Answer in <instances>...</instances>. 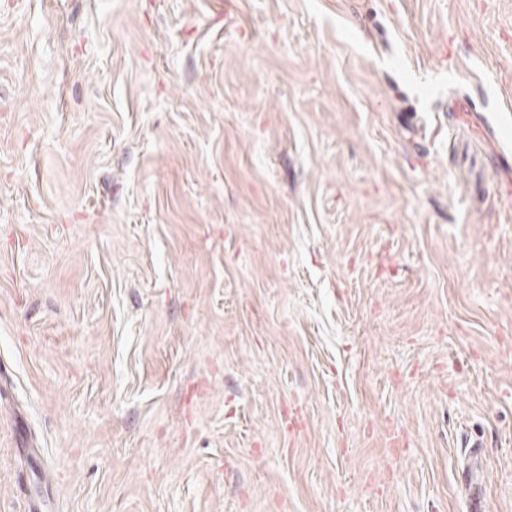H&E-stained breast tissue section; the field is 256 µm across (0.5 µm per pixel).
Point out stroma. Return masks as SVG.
Returning a JSON list of instances; mask_svg holds the SVG:
<instances>
[{"label": "stroma", "instance_id": "1", "mask_svg": "<svg viewBox=\"0 0 512 512\" xmlns=\"http://www.w3.org/2000/svg\"><path fill=\"white\" fill-rule=\"evenodd\" d=\"M512 0H0V512H512ZM448 123L477 131L486 139H497L496 121L478 111L475 102L465 96L448 99Z\"/></svg>", "mask_w": 512, "mask_h": 512}]
</instances>
